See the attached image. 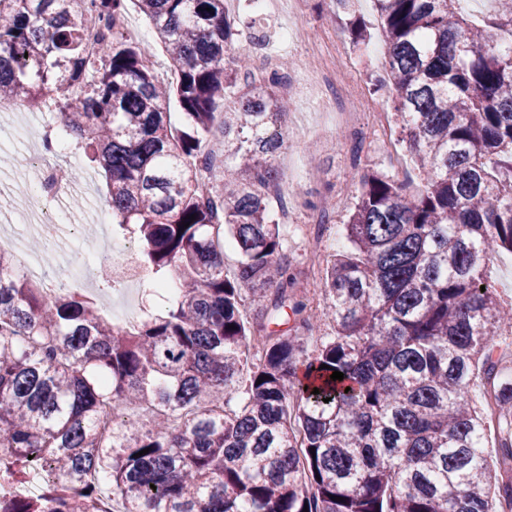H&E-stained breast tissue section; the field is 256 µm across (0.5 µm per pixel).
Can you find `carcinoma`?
<instances>
[{
    "label": "carcinoma",
    "mask_w": 512,
    "mask_h": 512,
    "mask_svg": "<svg viewBox=\"0 0 512 512\" xmlns=\"http://www.w3.org/2000/svg\"><path fill=\"white\" fill-rule=\"evenodd\" d=\"M129 1L169 84L119 31ZM227 2L0 0V101L53 114L103 171L152 295L177 274L165 313L121 326L83 295L44 293L0 252V481L45 483L37 496L0 488V512H95L107 488L119 512H497L512 482L485 463L469 392L479 364L509 416L498 453L511 464L512 374L495 338L512 303L485 274L512 253V0L483 26L458 0H371L379 83L424 187L359 176L350 249L328 265L319 311L269 212L283 77L255 75L244 55L224 62L238 36ZM88 14L112 18V38L90 46ZM219 103L216 168L201 143ZM327 319L335 336L307 354ZM127 20L139 31H142L146 35V39L144 41L138 42L142 45L148 46L154 62L158 64V66H155V74L158 77L160 81H168L170 79H166L169 76L168 71V65L166 61L165 53L162 49V45L158 41L155 32L148 22V20L145 18L143 14H141L138 10V8L133 5L132 3L128 4V13H127ZM166 66V71H164L163 75H161V69H159V66Z\"/></svg>",
    "instance_id": "carcinoma-1"
}]
</instances>
